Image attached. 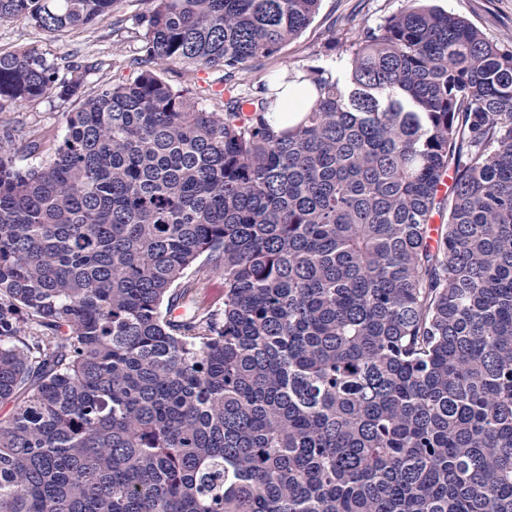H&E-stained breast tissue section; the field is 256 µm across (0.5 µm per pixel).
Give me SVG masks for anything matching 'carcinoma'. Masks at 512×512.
Wrapping results in <instances>:
<instances>
[{"label":"carcinoma","instance_id":"carcinoma-1","mask_svg":"<svg viewBox=\"0 0 512 512\" xmlns=\"http://www.w3.org/2000/svg\"><path fill=\"white\" fill-rule=\"evenodd\" d=\"M145 2L115 83L0 52V111L75 104L0 129V512H512V51L407 0L278 130L235 76L320 0ZM204 72H188L180 67H169L164 73L163 77L166 81L173 85H186L195 82L196 84L202 85L201 79L206 81L217 83L224 76V72L218 70H211ZM56 97L44 98L27 103L21 107H11L6 112H0V125L9 122L17 130V145L19 148L17 162L22 166L39 164L45 157L32 156L24 149L27 132L32 129H44L54 133L60 140L65 133L63 112L73 106Z\"/></svg>","mask_w":512,"mask_h":512}]
</instances>
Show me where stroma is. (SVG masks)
Returning <instances> with one entry per match:
<instances>
[{
	"label": "stroma",
	"mask_w": 512,
	"mask_h": 512,
	"mask_svg": "<svg viewBox=\"0 0 512 512\" xmlns=\"http://www.w3.org/2000/svg\"><path fill=\"white\" fill-rule=\"evenodd\" d=\"M406 0H321L311 23L274 56L240 71L236 79L244 87L275 84L291 72H307L320 67L336 73L345 71L350 61L349 48L363 30L377 26L397 13ZM440 10L463 17L476 26L492 43L512 49V0H430ZM146 8L144 0H121L111 19L71 30L49 34L22 19L0 20V52H15L37 47L55 62L76 56L100 62L89 76L90 85L118 79L120 70L113 64L134 55L139 47L133 37L134 18ZM70 103L44 98L0 112V125L10 124L19 136L32 129H44L63 136V114Z\"/></svg>",
	"instance_id": "35a3bbf8"
}]
</instances>
